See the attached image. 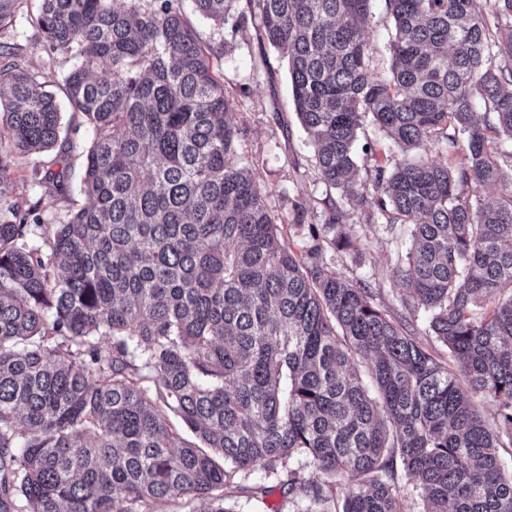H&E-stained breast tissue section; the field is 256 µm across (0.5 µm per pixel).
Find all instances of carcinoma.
I'll use <instances>...</instances> for the list:
<instances>
[{"label":"carcinoma","instance_id":"obj_1","mask_svg":"<svg viewBox=\"0 0 512 512\" xmlns=\"http://www.w3.org/2000/svg\"><path fill=\"white\" fill-rule=\"evenodd\" d=\"M238 2L195 0L286 60L337 193L298 252L238 154L224 74L180 0H0V34L24 5L72 63L68 124L94 133L87 203L64 224L21 210L13 156L54 147L62 117L0 40V512L195 498L233 512L228 491L258 468L287 471L304 512H404L399 467L415 512H512L497 454L512 447V150L499 149L512 141V0H494L496 33L476 0H385L383 79L375 0ZM367 118L379 136L359 148ZM380 144L399 155L380 159ZM31 178L63 191L41 164ZM349 201L366 224L406 229L401 305L424 311L455 366L327 262L355 248ZM369 31L376 48L374 68L376 73L385 76L388 74L390 54L388 51L389 36L391 35V21L387 15L384 0H377L369 21Z\"/></svg>","mask_w":512,"mask_h":512}]
</instances>
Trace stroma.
<instances>
[{"mask_svg": "<svg viewBox=\"0 0 512 512\" xmlns=\"http://www.w3.org/2000/svg\"><path fill=\"white\" fill-rule=\"evenodd\" d=\"M182 8L200 40L220 52L218 64L224 73V87L234 102L232 118L243 130L239 151L251 161L254 176L265 188L269 207L283 216V236L293 249H300L303 239L291 221L293 207L303 203L306 223H321L328 190L312 165V148L293 110L286 65L262 43L259 32L235 38L229 28L215 27L196 12L193 0H182ZM4 38L21 45L30 70L47 80V88L57 100H64L62 76L66 67L36 35L26 12L17 14ZM261 63L266 66L265 72L255 74V65ZM92 138L91 128L85 125L62 130L69 166L61 193L45 192L30 180L33 164L50 163L53 152L15 158L13 200L24 208L38 206L47 223L67 222L75 205L85 202L80 185ZM357 235L356 249L330 256L331 266L347 278L369 282L376 292V304L402 313L398 297L403 288L395 273L396 253L408 246V239L391 240L377 224H358Z\"/></svg>", "mask_w": 512, "mask_h": 512, "instance_id": "35a3bbf8", "label": "stroma"}]
</instances>
